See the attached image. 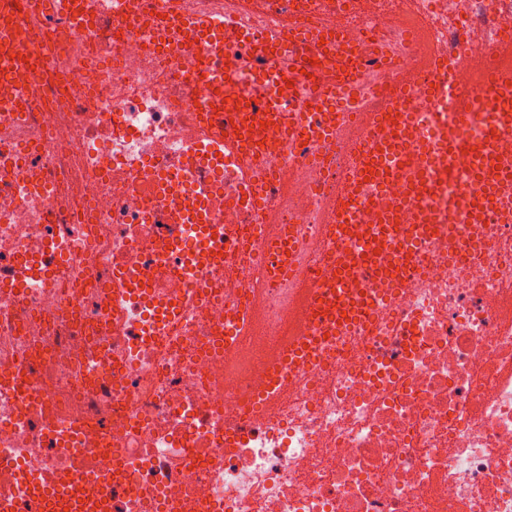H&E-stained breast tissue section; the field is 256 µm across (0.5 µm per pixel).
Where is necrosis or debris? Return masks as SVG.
<instances>
[{
    "label": "necrosis or debris",
    "mask_w": 512,
    "mask_h": 512,
    "mask_svg": "<svg viewBox=\"0 0 512 512\" xmlns=\"http://www.w3.org/2000/svg\"><path fill=\"white\" fill-rule=\"evenodd\" d=\"M407 0H177L179 13L233 10L239 37L208 59L166 56L139 28L100 12L90 37L46 0L50 55L19 30L37 94L0 105V497L34 512L33 484L62 467L124 475L112 512H512V184L482 206V239L455 222L473 161L438 178L437 230L399 229L389 246L407 270L394 293L363 300L368 320L327 341L309 367L280 349L305 322L309 288L336 287V255L365 254L373 219L367 138L333 137L284 157L250 143L280 233L305 245L303 277L285 285L257 248L238 159L205 127L210 87H241L278 62L250 41L289 20H337L363 46L400 49ZM443 74L417 73L427 93L467 81L453 63L493 55L512 0H417ZM209 85L185 81L195 67ZM295 203L283 206L281 186ZM346 216L339 228L337 213ZM218 253L216 264L203 257ZM260 298L276 345L248 344L236 313ZM42 396L21 398L25 381Z\"/></svg>",
    "instance_id": "1"
}]
</instances>
